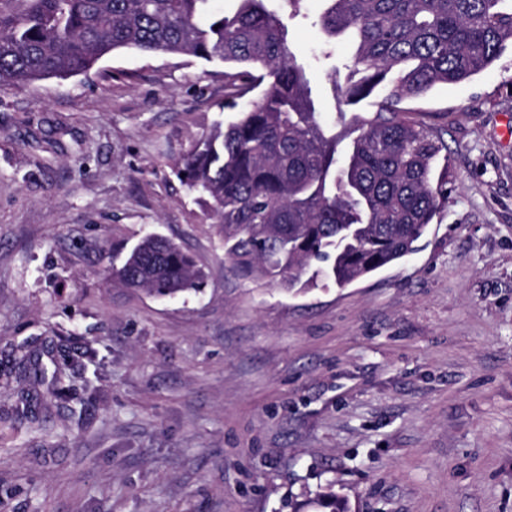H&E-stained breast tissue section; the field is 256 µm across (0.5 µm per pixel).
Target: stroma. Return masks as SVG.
<instances>
[{
    "instance_id": "1",
    "label": "stroma",
    "mask_w": 512,
    "mask_h": 512,
    "mask_svg": "<svg viewBox=\"0 0 512 512\" xmlns=\"http://www.w3.org/2000/svg\"><path fill=\"white\" fill-rule=\"evenodd\" d=\"M279 10L326 123L320 0ZM448 146L420 249L347 287L236 274L177 175L224 110V64L121 50L0 89V512H512V45L412 104ZM203 273L158 297L112 282L139 240ZM65 348L68 402L22 355ZM34 417L16 411L23 393ZM312 502L324 509L322 512H350L347 498L336 492L335 485L329 484L314 494Z\"/></svg>"
}]
</instances>
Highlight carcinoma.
<instances>
[{
    "instance_id": "1",
    "label": "carcinoma",
    "mask_w": 512,
    "mask_h": 512,
    "mask_svg": "<svg viewBox=\"0 0 512 512\" xmlns=\"http://www.w3.org/2000/svg\"><path fill=\"white\" fill-rule=\"evenodd\" d=\"M0 0V87L84 74L116 50L224 61V111L235 119L187 153L178 175L224 232L247 278L287 291L352 284L413 252L448 197L444 141L404 103L489 68L512 44L502 0H322L323 56L354 46L332 91L355 106L390 86L341 129L317 112L287 27L265 0ZM352 136L349 146L339 145ZM112 278L163 297L195 289L200 273L172 241L140 240ZM322 512H350L329 484Z\"/></svg>"
}]
</instances>
